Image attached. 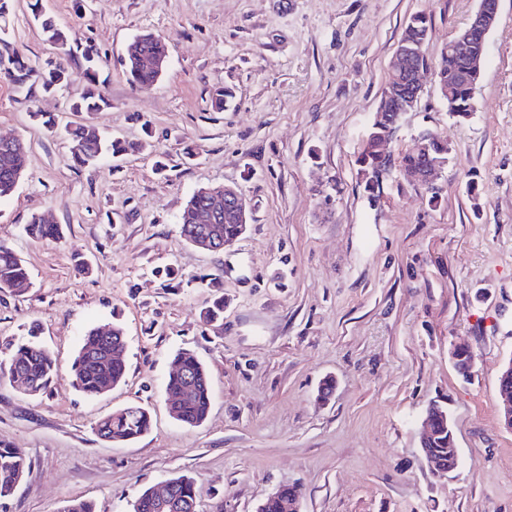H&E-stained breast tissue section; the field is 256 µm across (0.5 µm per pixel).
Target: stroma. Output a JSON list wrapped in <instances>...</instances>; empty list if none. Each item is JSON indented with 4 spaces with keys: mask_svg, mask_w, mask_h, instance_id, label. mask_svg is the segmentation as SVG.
I'll return each instance as SVG.
<instances>
[{
    "mask_svg": "<svg viewBox=\"0 0 512 512\" xmlns=\"http://www.w3.org/2000/svg\"><path fill=\"white\" fill-rule=\"evenodd\" d=\"M30 0H13L10 47L42 68L56 51ZM99 51L108 102L70 112L86 84L55 94L0 76V136L27 148L26 173L0 202V243L33 288L0 291V360L29 330L58 375L36 396L0 380V443L30 467L0 512H131L145 488L187 475L196 512H255L282 485L302 512H512V432L498 419L497 377L512 359V0H500L465 119L432 74L383 152L392 164L370 201L358 156L412 16L437 59L479 0H41ZM165 38L168 65L146 90L125 76L135 35ZM232 90L230 109L210 106ZM54 115L47 131L34 115ZM94 125L137 151L77 163L64 125ZM430 129L447 137L437 197L401 158ZM167 168L154 169L157 155ZM238 187L246 232L221 253L184 241L178 219L198 188ZM61 225L36 240L32 215ZM224 301L222 325L203 311ZM119 322L126 381L89 397L70 366L85 331ZM475 361L461 376L450 350ZM183 349L212 384L205 422L168 413L165 384ZM454 422L460 468L434 476L420 452L430 405ZM130 405L150 432L102 441L95 423Z\"/></svg>",
    "mask_w": 512,
    "mask_h": 512,
    "instance_id": "1",
    "label": "stroma"
}]
</instances>
